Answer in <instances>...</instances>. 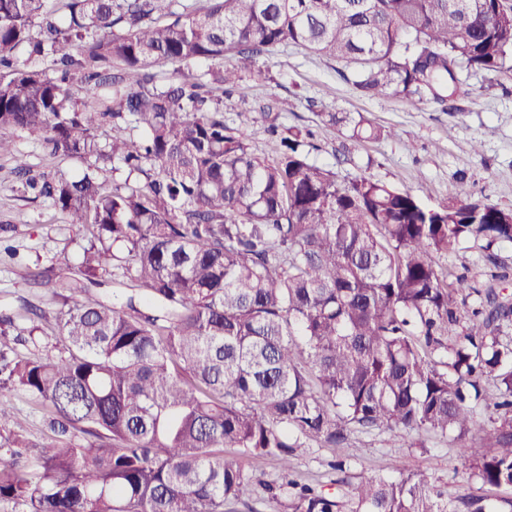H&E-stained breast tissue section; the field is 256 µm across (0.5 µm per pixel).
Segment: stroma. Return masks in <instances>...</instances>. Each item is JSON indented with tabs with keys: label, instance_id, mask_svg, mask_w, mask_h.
Here are the masks:
<instances>
[{
	"label": "stroma",
	"instance_id": "stroma-1",
	"mask_svg": "<svg viewBox=\"0 0 512 512\" xmlns=\"http://www.w3.org/2000/svg\"><path fill=\"white\" fill-rule=\"evenodd\" d=\"M272 79L246 77L224 100L228 122L244 124L250 147L261 157L275 154L261 104L272 96L292 100L293 111L283 113L284 126L307 127L320 146L310 159L335 172L338 180L360 175L420 194L425 202L447 201L458 178H466L478 195L492 203L512 207V75L461 72L462 94L453 112L398 98L360 97L336 72L334 62L288 46L265 59ZM323 112H360L389 127L390 138L355 142L319 120ZM12 154L0 155V224L16 225L10 244L13 254L0 253V313L16 324L27 321L28 307L43 310L45 329L38 344L20 343L22 354H59L56 318L72 299L70 291L54 287L60 276H72L87 235L69 224L65 214L45 198L24 192L13 173L14 155H24L35 173L72 177L81 161L51 154L42 137L23 131L7 135ZM480 151H472L473 141ZM344 459L353 476L392 477L411 471L442 479L449 496L477 491L468 478L457 441L440 440L425 432L405 443L387 434L361 436L348 448H304L294 460L301 481L326 485L335 473L329 461Z\"/></svg>",
	"mask_w": 512,
	"mask_h": 512
}]
</instances>
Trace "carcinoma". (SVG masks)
<instances>
[{
	"instance_id": "obj_1",
	"label": "carcinoma",
	"mask_w": 512,
	"mask_h": 512,
	"mask_svg": "<svg viewBox=\"0 0 512 512\" xmlns=\"http://www.w3.org/2000/svg\"><path fill=\"white\" fill-rule=\"evenodd\" d=\"M47 2L0 0V153L4 132L22 130L86 161L77 179L38 178L20 156L14 170L90 239L79 277L60 283L80 294L57 322L65 355L18 352L41 332L37 311L28 327L0 315V394L47 410L34 443L0 397V503L224 512L260 487L285 512H512V495L450 498L414 473L354 482L343 460L329 493L293 466L301 448L424 431L460 442L481 485L512 488V294L493 251L512 244V208L463 180L434 206L369 176L340 182L309 161V129L276 124L281 97L260 107L279 140L262 158L204 91L260 78L262 58L294 46L336 63L362 97L446 110L460 72H512V0H207L194 13L174 0H68L61 20ZM203 60L228 65L187 72ZM160 63L178 76L157 82ZM320 117L353 140L391 136L360 112ZM116 159L140 182L110 181ZM464 243L497 272L443 267ZM108 273L133 288L103 300L91 286ZM490 406L496 418L472 435ZM226 448L279 475L257 479Z\"/></svg>"
}]
</instances>
